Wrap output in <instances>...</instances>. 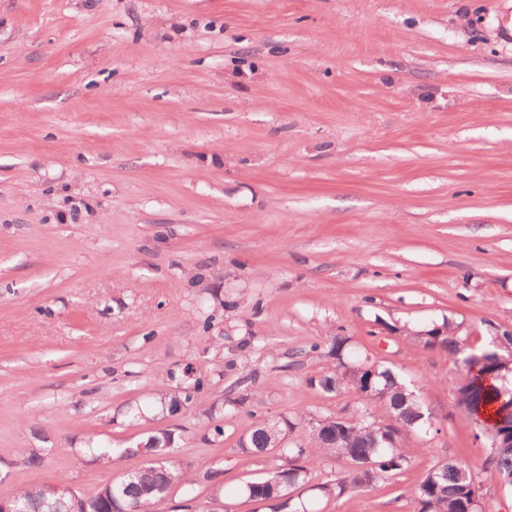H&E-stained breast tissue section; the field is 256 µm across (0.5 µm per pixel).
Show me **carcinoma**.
I'll use <instances>...</instances> for the list:
<instances>
[{
	"label": "carcinoma",
	"instance_id": "1",
	"mask_svg": "<svg viewBox=\"0 0 512 512\" xmlns=\"http://www.w3.org/2000/svg\"><path fill=\"white\" fill-rule=\"evenodd\" d=\"M417 338L427 349L446 351L454 365L461 368L463 377L456 385L455 395L457 403L467 411L476 413L480 406L490 404H500L506 411L512 409V388L483 383L485 374H492L497 380L512 374V354L507 350L512 345L511 332H503L478 349L471 348L466 340L457 336L448 322L417 332ZM332 350L338 360L336 370L309 378V385L326 393L352 389L363 400L383 407L389 420L369 421L360 416L342 422L336 416H329L318 421L311 429L308 444L288 448V464L279 465L267 476L246 483L245 493L249 498L276 501L280 507L286 505L283 498L289 490L304 485L306 465L327 455L347 459L351 468L336 484H322L318 489L324 496L342 495L404 471L417 452L415 448L404 446L401 437L406 431L425 428L431 416L420 394L391 368L368 365L354 358L348 351L347 337H334ZM476 364L480 369L474 374ZM291 429L292 423L286 419L258 420L240 438L239 447L245 453H270L286 442ZM174 440L170 430L148 436L145 443L148 460L139 468L140 479L131 485L122 479L114 480L106 491L99 490L86 498L87 512H99L98 505L106 496L133 502L138 512H154L156 504L165 499L171 487L192 484L186 472L170 460ZM486 462L502 478L512 476L511 426L499 429L490 437ZM462 468L461 463L448 459L437 463L423 477L415 488L419 512H482L479 487L472 475L461 477ZM0 499L18 504L22 512H47V498L39 487L13 492L1 488Z\"/></svg>",
	"mask_w": 512,
	"mask_h": 512
}]
</instances>
